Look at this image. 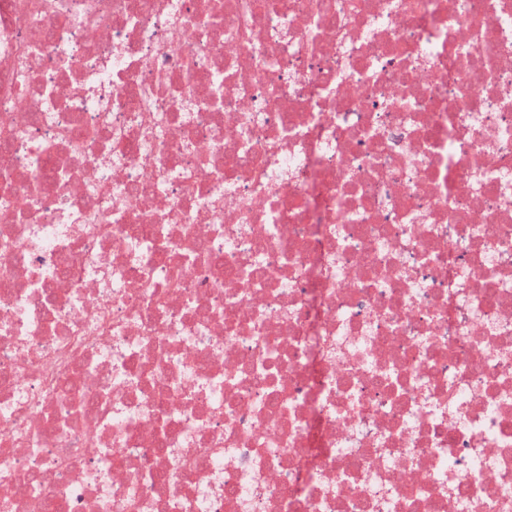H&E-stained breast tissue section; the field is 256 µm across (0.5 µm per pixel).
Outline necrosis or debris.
I'll list each match as a JSON object with an SVG mask.
<instances>
[{
	"label": "necrosis or debris",
	"mask_w": 512,
	"mask_h": 512,
	"mask_svg": "<svg viewBox=\"0 0 512 512\" xmlns=\"http://www.w3.org/2000/svg\"><path fill=\"white\" fill-rule=\"evenodd\" d=\"M0 512H512V0H0Z\"/></svg>",
	"instance_id": "necrosis-or-debris-1"
}]
</instances>
